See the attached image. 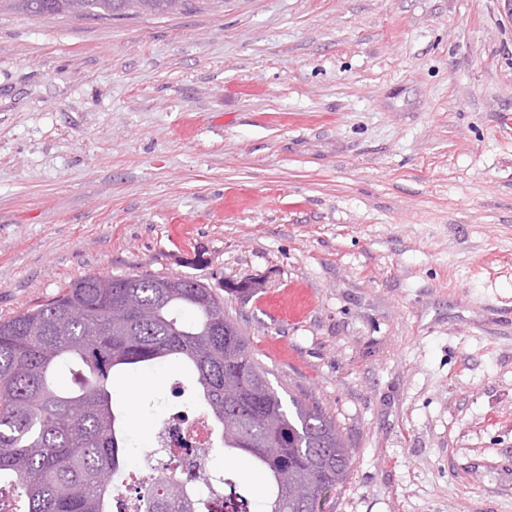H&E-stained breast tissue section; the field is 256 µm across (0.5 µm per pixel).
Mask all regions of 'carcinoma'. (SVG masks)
<instances>
[{
    "instance_id": "cac0c4a2",
    "label": "carcinoma",
    "mask_w": 512,
    "mask_h": 512,
    "mask_svg": "<svg viewBox=\"0 0 512 512\" xmlns=\"http://www.w3.org/2000/svg\"><path fill=\"white\" fill-rule=\"evenodd\" d=\"M33 16L77 9L102 19L163 15L196 0H20ZM129 292L150 313L118 308ZM177 366L219 439L210 455L247 454L267 481L264 512H319L342 488L351 451L315 401L283 397L269 370L213 288L185 276L97 274L79 278L45 304L0 320V485L19 491L21 512H113L130 483L129 408L115 396L160 364ZM231 475L202 467V487L184 488L176 466L149 470L135 512H207Z\"/></svg>"
}]
</instances>
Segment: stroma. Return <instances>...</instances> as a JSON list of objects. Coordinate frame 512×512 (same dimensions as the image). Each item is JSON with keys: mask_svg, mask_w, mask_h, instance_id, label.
<instances>
[{"mask_svg": "<svg viewBox=\"0 0 512 512\" xmlns=\"http://www.w3.org/2000/svg\"><path fill=\"white\" fill-rule=\"evenodd\" d=\"M224 307L352 450L323 512H512V20L499 0H0V319L89 274ZM311 302L276 317L289 286ZM169 368L122 386L136 449ZM33 16L63 15L72 9L102 19H119L133 14L163 15L179 5L183 12L196 9L194 0H19ZM131 11V12H130Z\"/></svg>", "mask_w": 512, "mask_h": 512, "instance_id": "stroma-1", "label": "stroma"}]
</instances>
